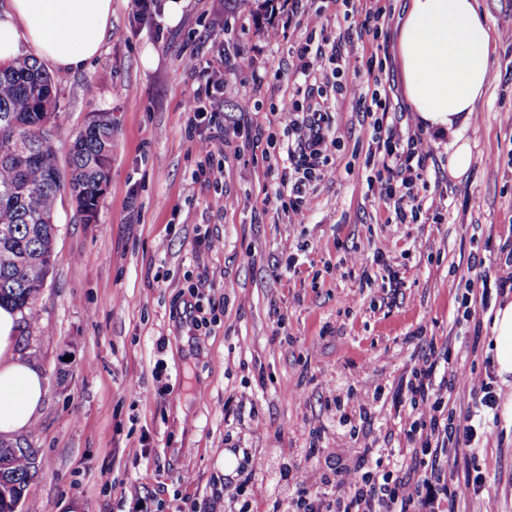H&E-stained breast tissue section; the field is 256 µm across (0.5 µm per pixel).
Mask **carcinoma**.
<instances>
[{"label": "carcinoma", "instance_id": "cac0c4a2", "mask_svg": "<svg viewBox=\"0 0 512 512\" xmlns=\"http://www.w3.org/2000/svg\"><path fill=\"white\" fill-rule=\"evenodd\" d=\"M55 109L52 78L34 58L0 64V307L28 326L37 321L41 277L50 270L62 192L89 221L112 169L114 128L103 112L76 135L62 175L47 126ZM41 469L27 440L0 436V487H10V501L24 500Z\"/></svg>", "mask_w": 512, "mask_h": 512}]
</instances>
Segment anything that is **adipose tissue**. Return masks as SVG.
I'll use <instances>...</instances> for the list:
<instances>
[{
    "instance_id": "1",
    "label": "adipose tissue",
    "mask_w": 512,
    "mask_h": 512,
    "mask_svg": "<svg viewBox=\"0 0 512 512\" xmlns=\"http://www.w3.org/2000/svg\"><path fill=\"white\" fill-rule=\"evenodd\" d=\"M112 27V0H8L0 10V61L33 48L64 70L95 58ZM494 38L479 0H409L397 39L405 94L418 122L448 140V172L471 164L465 137L492 68ZM20 317L0 308V432L30 428L46 393L40 368L18 348ZM492 333L500 376L512 374V301L500 306Z\"/></svg>"
}]
</instances>
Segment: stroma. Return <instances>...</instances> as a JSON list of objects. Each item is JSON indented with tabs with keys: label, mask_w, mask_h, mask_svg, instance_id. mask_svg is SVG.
Listing matches in <instances>:
<instances>
[{
	"label": "stroma",
	"mask_w": 512,
	"mask_h": 512,
	"mask_svg": "<svg viewBox=\"0 0 512 512\" xmlns=\"http://www.w3.org/2000/svg\"><path fill=\"white\" fill-rule=\"evenodd\" d=\"M403 0H304L286 22L234 0H185L156 35L130 0H112V33L86 66L51 70L59 165L89 115L115 129L112 171L93 220L58 203L53 265L38 320L21 352L46 379L30 442L43 463L21 512H238L236 484L218 461L240 449L318 480L355 426V447L392 448L415 470L407 434L417 418L400 387L425 359L445 360L448 405L473 409L494 360L502 298L489 294L462 319L467 279L495 273L512 250V0H480L498 39L489 84L467 137L466 178L448 175V144L425 132L403 93L394 45ZM378 32H362L367 10ZM224 30H217L216 18ZM342 41L339 88L327 104L336 144L294 213L270 204L301 84L292 48L306 37ZM223 51V153L205 155L187 126L197 67ZM265 73L253 85L252 71ZM425 154L416 211L395 224L369 191L373 96ZM209 181L197 180L200 165ZM204 263H197L198 253ZM384 253L400 283L373 259ZM207 318L197 338L180 325L186 301ZM383 399H376V392ZM455 512H512V415L488 442L439 454ZM479 469L487 489L465 488Z\"/></svg>",
	"instance_id": "1"
}]
</instances>
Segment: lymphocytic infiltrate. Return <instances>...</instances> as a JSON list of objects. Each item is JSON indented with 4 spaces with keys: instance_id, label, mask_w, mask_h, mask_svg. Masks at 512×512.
<instances>
[{
    "instance_id": "obj_1",
    "label": "lymphocytic infiltrate",
    "mask_w": 512,
    "mask_h": 512,
    "mask_svg": "<svg viewBox=\"0 0 512 512\" xmlns=\"http://www.w3.org/2000/svg\"><path fill=\"white\" fill-rule=\"evenodd\" d=\"M294 53L296 71L307 84L301 98L290 99L285 104L293 140L286 146L290 169L281 179L291 182L292 187L289 194H275L274 201L282 208L298 212L308 203L307 183L316 178L333 143L329 113L323 102L324 90L310 82L314 63L324 59L335 65L342 54L339 43L326 38L317 42L310 36L295 47ZM221 90V82L210 71H203L189 109L191 124L207 131L204 145L219 149L224 146V127L216 120L215 108ZM383 148L382 168L368 177V188L388 202L396 223L401 224L407 218L404 191L421 179L423 165L416 162L413 149L405 145L397 128L388 129ZM494 379L493 371H486L480 380L477 415L462 417L445 408L448 380L437 360H425L413 371L405 390L412 403L421 408L420 418L410 425L411 434L417 435L420 442L419 466H426L428 456L451 448H475L490 438L491 420L499 410ZM439 481V475L434 472L415 479L377 463L375 468L351 480L332 483L330 490L318 493L308 491L305 480L295 477L291 470L273 469L266 461L259 460L240 471L237 486L284 492L288 512H425L433 504L428 492Z\"/></svg>"
}]
</instances>
